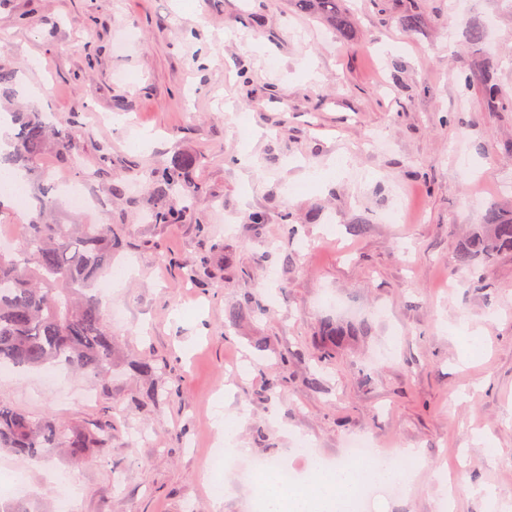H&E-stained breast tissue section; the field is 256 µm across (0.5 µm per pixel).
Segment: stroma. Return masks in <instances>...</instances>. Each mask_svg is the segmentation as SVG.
Here are the masks:
<instances>
[{
	"instance_id": "1",
	"label": "stroma",
	"mask_w": 512,
	"mask_h": 512,
	"mask_svg": "<svg viewBox=\"0 0 512 512\" xmlns=\"http://www.w3.org/2000/svg\"><path fill=\"white\" fill-rule=\"evenodd\" d=\"M453 2L343 0L346 39L291 0H0V61L19 69L20 102L79 124L81 168L53 150L43 164L66 182L109 150L112 177L84 181L80 217L111 222L115 262L132 267L103 297L125 314L109 389L65 371L52 386L40 370L0 376V398L32 415L111 416V448L75 465L1 450L0 506L248 512L250 462L305 473L356 435L423 461L373 512L512 506V254L478 284L455 266L487 209L512 211V111L464 83L476 24L512 94V0H471L462 14ZM416 13L422 25L406 27ZM179 153L206 154L205 191L187 223H151L144 174ZM394 209L400 222H384ZM205 252L215 265L202 281L184 262ZM256 302L270 312L252 314ZM232 310L244 320L230 324ZM329 319L355 331L322 364ZM283 357L285 382L267 395ZM136 359L167 364L172 401L144 400Z\"/></svg>"
}]
</instances>
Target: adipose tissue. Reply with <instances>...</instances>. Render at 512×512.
<instances>
[{
	"label": "adipose tissue",
	"mask_w": 512,
	"mask_h": 512,
	"mask_svg": "<svg viewBox=\"0 0 512 512\" xmlns=\"http://www.w3.org/2000/svg\"><path fill=\"white\" fill-rule=\"evenodd\" d=\"M381 466L316 465L311 480L289 486L274 475H265L263 496L266 512H343L349 496L363 482L390 478Z\"/></svg>",
	"instance_id": "ef3b65f1"
}]
</instances>
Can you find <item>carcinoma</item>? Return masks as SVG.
Masks as SVG:
<instances>
[{"label":"carcinoma","instance_id":"cac0c4a2","mask_svg":"<svg viewBox=\"0 0 512 512\" xmlns=\"http://www.w3.org/2000/svg\"><path fill=\"white\" fill-rule=\"evenodd\" d=\"M296 8L346 35L353 20L341 0H293ZM473 75L487 105L512 109L502 92L497 63L476 54ZM19 95L16 67L0 64V100ZM13 134L9 149L0 152V168L18 169L30 186L32 209L20 224L17 248L0 245V368L35 369L64 365L96 381L112 378L120 349L106 318L98 283L112 267L121 240L105 224H59L50 220L57 204V185L40 159L53 145L59 158L78 163V132L55 123L43 112H11ZM201 154H178L169 165L148 174L153 201L150 217L156 224H181L204 187L194 172L204 163ZM504 251L512 252V214L488 212L483 229L471 246L460 250L455 265L469 276ZM347 335L344 327L327 323L318 361L326 362ZM140 377L166 374V366L140 360L132 364ZM112 447V418L61 423L49 416L34 417L0 400V449L42 460L62 448L72 462L91 451Z\"/></svg>","mask_w":512,"mask_h":512}]
</instances>
